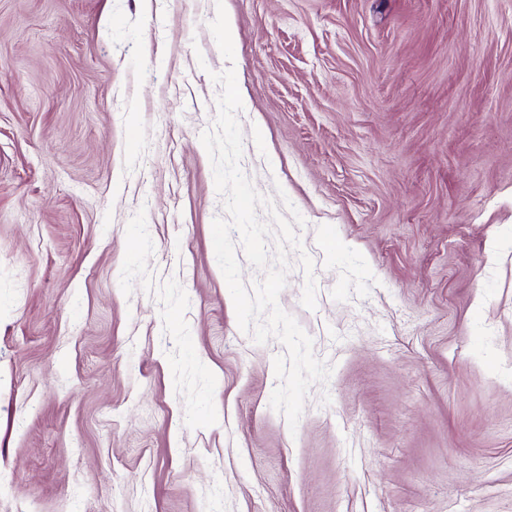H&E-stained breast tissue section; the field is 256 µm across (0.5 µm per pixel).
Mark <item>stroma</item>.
Here are the masks:
<instances>
[{"instance_id":"obj_1","label":"stroma","mask_w":512,"mask_h":512,"mask_svg":"<svg viewBox=\"0 0 512 512\" xmlns=\"http://www.w3.org/2000/svg\"><path fill=\"white\" fill-rule=\"evenodd\" d=\"M230 68L294 429L213 245ZM0 512H512V0H0Z\"/></svg>"}]
</instances>
